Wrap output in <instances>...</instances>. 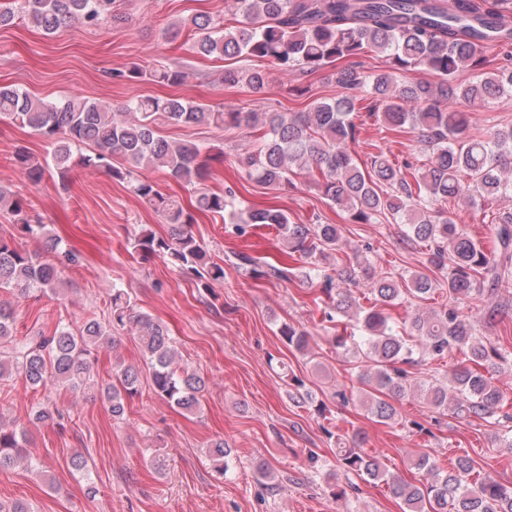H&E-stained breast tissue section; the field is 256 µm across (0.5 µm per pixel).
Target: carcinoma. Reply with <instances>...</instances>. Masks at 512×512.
Returning a JSON list of instances; mask_svg holds the SVG:
<instances>
[{
	"instance_id": "cac0c4a2",
	"label": "carcinoma",
	"mask_w": 512,
	"mask_h": 512,
	"mask_svg": "<svg viewBox=\"0 0 512 512\" xmlns=\"http://www.w3.org/2000/svg\"><path fill=\"white\" fill-rule=\"evenodd\" d=\"M19 19L51 35L59 28L117 29L126 21L120 0H21L18 10L0 8V27ZM188 29L194 32L193 53L231 61L222 81L242 86L255 95L267 92L270 73L259 66L235 63L268 60L283 72L314 74L330 70V78L344 93L317 99L305 112L226 110L218 105L181 97H138L120 112L108 103L86 96L44 101L17 88L0 87V118L28 128L51 148V161L66 177L72 148L86 145L87 167L102 169L127 183L163 223L167 238L144 230L135 238L142 258L167 255L182 272L203 288L224 279V266L214 262L196 239L193 215L159 185L140 177L142 171H163L193 190L196 209L217 215L243 213L233 231L242 236L250 227L271 226L292 253L307 261L304 268L269 265L256 270L279 280L303 279L329 301L324 321L338 349L360 357L358 375L362 406L384 423L396 420L394 402L418 389L436 413L454 401L458 414L481 419L501 413L503 393L494 382L498 362L506 361L500 344L478 336L469 318L456 306L408 315L410 334L421 338L422 353L442 359L456 350L464 360L446 384L432 376L417 382L409 367L419 364L411 340L397 330L392 311L413 298L425 300L439 288L456 302L480 301L512 272V209L495 220V246L489 251L472 238L441 204L461 196L477 208L490 199L512 198V125L499 123L471 130L469 113L459 109H488L512 99V0H234L228 19L207 14L184 16L162 29L169 41ZM376 52L383 67L364 71L351 60ZM493 52L489 57L486 52ZM422 70L434 80L406 81L399 75ZM470 71L473 78L459 80ZM117 77L177 85L188 72L174 66L148 67L133 62ZM367 101L368 117L388 131L419 133L429 163L416 170L409 161L398 165L379 152L359 163L348 145L360 134L356 102ZM163 125L205 126L220 131L240 130L255 139L257 148L239 160L243 179L271 190L296 188L297 171L314 174L326 203L353 224H381L393 220L405 227L404 236L426 247L428 263L439 274L431 279L417 272L398 279L376 266L366 254H356L338 275L323 269L337 249L335 224H293L280 209L241 208L236 191H213L205 185L211 163L224 161L223 149L192 141H173L160 135ZM15 167L31 184H40L46 167L25 149L13 154ZM121 160V166L114 160ZM0 213L8 216L21 236L56 252L59 239L48 235L42 220L31 214L25 199L0 187ZM79 263L66 252L56 263L15 247L0 236V289L22 294L53 290L64 269ZM369 281L371 304L364 307L345 285L359 278ZM111 317L88 318L76 330L61 327L53 334L16 339L11 304L0 300V378L13 375L31 388L59 386L72 391L94 389L112 416L122 418L125 402L138 393L141 372L134 366L117 370L116 381L98 386L90 358L102 344L115 343L112 327H127L142 348L151 371L152 388L161 399L193 411L200 407L205 380L177 362V349L167 328L148 314H136L119 288L112 289ZM289 346L305 354L306 330L291 324L279 327ZM288 395L299 406L314 403L303 379L294 375ZM359 432L336 435V464L367 481L386 484L401 500L402 512H512V483L504 484L475 470L460 456L444 469L430 454L414 462L427 473L416 485L391 474L379 456L360 449ZM224 441L210 445L214 471L228 470ZM31 465L27 430L0 420V470Z\"/></svg>"
}]
</instances>
